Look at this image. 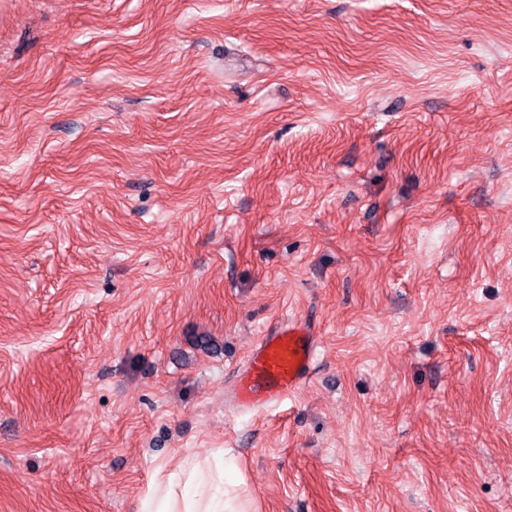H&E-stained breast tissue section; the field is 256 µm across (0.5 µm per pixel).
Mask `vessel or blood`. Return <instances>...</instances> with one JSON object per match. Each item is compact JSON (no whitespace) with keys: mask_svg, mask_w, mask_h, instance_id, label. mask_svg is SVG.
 <instances>
[{"mask_svg":"<svg viewBox=\"0 0 512 512\" xmlns=\"http://www.w3.org/2000/svg\"><path fill=\"white\" fill-rule=\"evenodd\" d=\"M320 338L313 322L287 319L261 336L238 367L224 402L237 412H261L294 396L309 380Z\"/></svg>","mask_w":512,"mask_h":512,"instance_id":"1","label":"vessel or blood"}]
</instances>
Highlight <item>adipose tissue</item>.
<instances>
[{"label": "adipose tissue", "mask_w": 512, "mask_h": 512, "mask_svg": "<svg viewBox=\"0 0 512 512\" xmlns=\"http://www.w3.org/2000/svg\"><path fill=\"white\" fill-rule=\"evenodd\" d=\"M240 484L236 467L223 449L192 452L176 469L157 468L135 512H244Z\"/></svg>", "instance_id": "1"}]
</instances>
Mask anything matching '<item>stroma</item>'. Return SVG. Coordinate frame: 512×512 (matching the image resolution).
I'll return each mask as SVG.
<instances>
[{"instance_id":"stroma-1","label":"stroma","mask_w":512,"mask_h":512,"mask_svg":"<svg viewBox=\"0 0 512 512\" xmlns=\"http://www.w3.org/2000/svg\"><path fill=\"white\" fill-rule=\"evenodd\" d=\"M209 448L248 512H512V0H0V512ZM319 345L311 321L276 324L238 367L225 405L237 412H261L296 395L310 378Z\"/></svg>"}]
</instances>
